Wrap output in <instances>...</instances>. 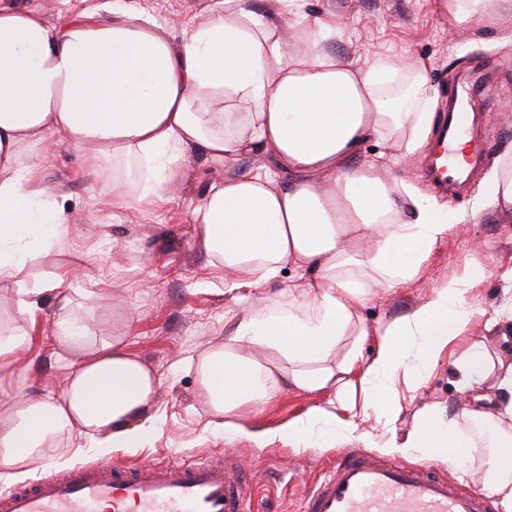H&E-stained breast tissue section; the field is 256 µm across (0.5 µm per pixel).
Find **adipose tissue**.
Masks as SVG:
<instances>
[{
    "label": "adipose tissue",
    "instance_id": "ef3b65f1",
    "mask_svg": "<svg viewBox=\"0 0 512 512\" xmlns=\"http://www.w3.org/2000/svg\"><path fill=\"white\" fill-rule=\"evenodd\" d=\"M436 7L457 26L512 18L490 0ZM346 35L312 16L307 0H267L261 10L251 0H216L178 38L118 0L60 22L0 0V284L12 286L23 318L45 298L57 301L51 343L67 362L61 391L21 392L26 335L0 336V481L28 477L61 439L139 448L157 423L150 404L160 378L126 336L91 332L74 298L93 292L79 288L74 268L28 273L64 254L72 238L65 197L42 179L61 144L82 153L100 195L136 213L163 203L189 151L201 149L224 177L195 209L194 241L223 267L225 287L262 286L286 266L305 276L301 297L239 321L229 342L196 361L203 410L225 437L247 434L243 415L286 386L338 397L355 387L362 411L394 421L396 383L418 386L465 335L477 313L467 301L477 271L379 327L372 359L353 347L336 354L344 337L367 333L356 317L368 295L361 280L392 289L414 278L452 228L447 210L387 179L378 163L352 166L370 138L393 166L411 159L428 136L435 92L423 61L361 66L328 50ZM254 156L261 164L241 171ZM480 206L512 211V149L488 172ZM454 365L463 389L486 383L489 392L458 418L429 410L386 449L458 463L472 445L461 423L486 427L495 452L482 488L512 512V366L494 376L476 343ZM324 433L363 436L359 421L322 406L282 430L305 445Z\"/></svg>",
    "mask_w": 512,
    "mask_h": 512
}]
</instances>
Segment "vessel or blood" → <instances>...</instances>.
<instances>
[{"label": "vessel or blood", "mask_w": 512, "mask_h": 512, "mask_svg": "<svg viewBox=\"0 0 512 512\" xmlns=\"http://www.w3.org/2000/svg\"><path fill=\"white\" fill-rule=\"evenodd\" d=\"M233 455L213 461L89 464L0 492V512H253ZM488 497L434 467L346 450L300 512H492Z\"/></svg>", "instance_id": "b4317fda"}]
</instances>
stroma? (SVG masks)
<instances>
[{"label":"stroma","instance_id":"stroma-1","mask_svg":"<svg viewBox=\"0 0 512 512\" xmlns=\"http://www.w3.org/2000/svg\"><path fill=\"white\" fill-rule=\"evenodd\" d=\"M136 2L164 32L178 35L205 19L209 0ZM308 4L311 12L350 32V39L331 42L336 55L358 64L371 54L386 52L424 60L439 95L427 145L391 175L436 197L457 223L437 243L419 275L368 299L358 311L360 321L372 331L399 319L423 304L434 289L473 269L481 270L483 277L471 289L469 302L490 312L498 309L506 300L501 275L512 268V212L481 211L477 203L484 173L504 149L512 147V32L483 20L453 25L436 10L434 0H308ZM464 85L475 88L471 134L485 161L480 173L467 178L458 192H441L421 172L434 154L453 96ZM223 176V169L207 163L201 151H193L168 200L136 214L113 206L111 198L92 197L95 172L81 166L74 148L57 147L56 160L44 169L43 180L69 199L72 250L60 260H43L36 270L45 273L61 262L92 277L97 296L87 316L93 330L100 336L127 335L131 353L154 368L162 387L154 400L159 421L144 447L114 448L103 454L64 439L58 446L63 461L40 460L33 477L63 475L92 462L198 461L231 450L245 467L257 512H297L306 488L322 477L346 447L363 448L373 457L387 459L384 442L413 429L429 409L457 415L469 404V395L458 391L450 367L443 363L418 389L399 387L395 422L369 415L361 425L365 438L348 444L327 436L302 450L276 437L278 428L330 399L326 393L294 389L282 390L261 412L247 414L254 429L270 433L264 447L214 430L203 413L190 359L227 341L242 317L258 315L289 294H301L305 284L292 272L258 288L230 290L224 286L223 269L198 253L193 209ZM55 310V301L48 300L34 318L19 321L10 286L0 285V330L19 327L29 336V348L22 356L28 369L24 391L62 388L66 363L51 349ZM131 311L138 315L132 324L127 321ZM473 435L475 446L465 469L449 462L442 469L461 473L477 489L494 449L490 431L479 428Z\"/></svg>","mask_w":512,"mask_h":512}]
</instances>
